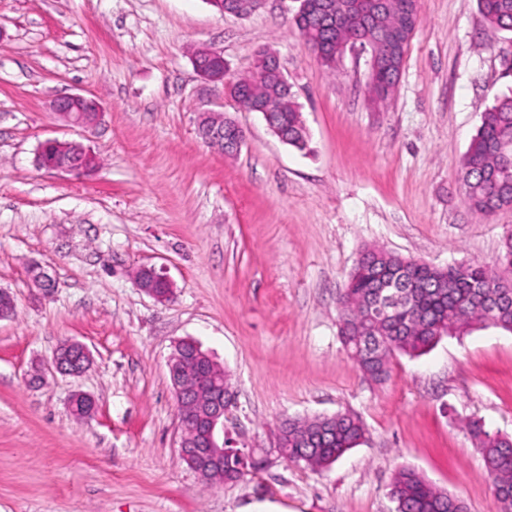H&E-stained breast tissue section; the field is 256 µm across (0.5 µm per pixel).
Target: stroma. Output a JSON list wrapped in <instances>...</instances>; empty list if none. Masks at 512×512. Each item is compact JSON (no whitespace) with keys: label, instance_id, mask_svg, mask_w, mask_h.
I'll list each match as a JSON object with an SVG mask.
<instances>
[{"label":"stroma","instance_id":"35a3bbf8","mask_svg":"<svg viewBox=\"0 0 512 512\" xmlns=\"http://www.w3.org/2000/svg\"><path fill=\"white\" fill-rule=\"evenodd\" d=\"M296 0L247 16L207 0H0V512H395V472L412 467L499 512L468 421L512 437V333L478 327L427 353L397 355L366 380L338 334L337 297L376 246L445 267H496L512 209L471 211L462 159L480 116L512 88V33L477 0H420L393 98L370 102L367 55L321 64L293 24ZM219 49L232 74L275 50L310 133L282 143L262 115L206 92L192 62ZM95 98L82 130L48 109ZM245 131L227 154L201 139L207 101ZM90 146L97 172L39 168V143ZM41 264L53 287H35ZM165 269L173 296L136 287ZM197 341L231 374L224 431L263 456L288 417L349 413L360 444L329 469L271 458L210 484L179 459L182 426L168 373L175 343ZM84 344L81 377L49 364ZM96 402L90 421L73 391Z\"/></svg>","mask_w":512,"mask_h":512}]
</instances>
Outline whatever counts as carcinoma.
Instances as JSON below:
<instances>
[{
	"label": "carcinoma",
	"instance_id": "1",
	"mask_svg": "<svg viewBox=\"0 0 512 512\" xmlns=\"http://www.w3.org/2000/svg\"><path fill=\"white\" fill-rule=\"evenodd\" d=\"M322 2L309 0L308 16L295 22L304 43H340L362 37L373 52H389L388 43L364 26V17L354 6L357 0H332L336 13L329 28L321 22ZM404 2L387 0L385 11L378 17L380 29L396 33L406 26L408 30L393 68L369 83L375 103H384L394 95L412 39L413 25L406 24ZM477 2L489 25L512 33V0ZM224 90L249 108L275 110L276 123L288 136V145L300 151L308 148L309 135L300 106L292 89L281 82L277 67L259 59L255 72L233 79ZM81 158L78 147L68 155L45 143L38 149V162L47 169L72 165ZM461 180L466 202L477 214L489 216L512 203V195L504 192V185L512 187V91L497 98L482 114L463 158ZM502 280L496 270L478 263L437 267L383 249L366 248L337 299L339 335L362 374L381 383L389 377L396 355L419 356L444 336L485 325L512 332V301L492 308L484 299L488 286ZM466 428L492 477L501 512H512V438L491 435L477 421L468 422ZM363 434L362 423L351 414L288 418L278 426L275 448L269 452L313 470H324L355 447ZM265 462L234 448L224 453V478L207 475L205 479L237 482L250 471L263 468ZM390 494L396 512H468L460 497L437 487L411 467L395 473Z\"/></svg>",
	"mask_w": 512,
	"mask_h": 512
}]
</instances>
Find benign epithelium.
I'll list each match as a JSON object with an SVG mask.
<instances>
[{"label":"benign epithelium","mask_w":512,"mask_h":512,"mask_svg":"<svg viewBox=\"0 0 512 512\" xmlns=\"http://www.w3.org/2000/svg\"><path fill=\"white\" fill-rule=\"evenodd\" d=\"M264 0H210L221 14L245 15L257 8ZM200 63L196 71L201 79L213 85H222L227 80L226 65H216L212 59L221 54L210 48L197 49ZM52 111L72 126L85 130L93 128L100 116L98 102L82 94H69L55 99ZM198 128L207 141L220 140L227 153L238 151L244 141V131L235 121H224L223 113L207 111L202 113ZM137 287L158 302L170 299L173 284L166 272L154 267H143L136 277ZM208 355L196 351L191 357L183 359L170 358L168 362L169 378L174 391L182 427L193 422L196 431L192 435L183 434L180 442V460L198 474L220 473L224 469V419L230 413L231 404L227 403L228 394L224 384L213 386L205 399H200L197 392V380L200 367ZM90 362V353L81 343L64 341L56 349L51 366L57 371L76 375L84 371ZM73 408H82L89 417L95 413L94 400L85 393H75L70 399Z\"/></svg>","instance_id":"obj_1"}]
</instances>
